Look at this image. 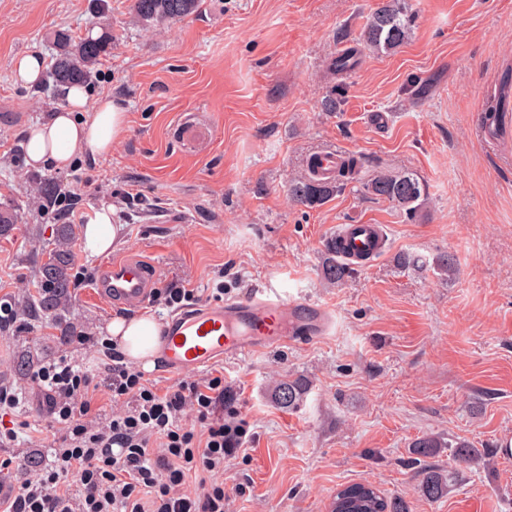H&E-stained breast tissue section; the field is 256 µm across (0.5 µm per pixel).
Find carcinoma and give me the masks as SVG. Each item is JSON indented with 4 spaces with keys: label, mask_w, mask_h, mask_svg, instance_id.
I'll list each match as a JSON object with an SVG mask.
<instances>
[{
    "label": "carcinoma",
    "mask_w": 512,
    "mask_h": 512,
    "mask_svg": "<svg viewBox=\"0 0 512 512\" xmlns=\"http://www.w3.org/2000/svg\"><path fill=\"white\" fill-rule=\"evenodd\" d=\"M199 0H132V9L137 18L145 23H163L181 19L193 13ZM411 19L405 0H384L368 18L359 34L360 45L369 50L395 51L401 47L410 34ZM109 45V36L102 34L96 38L88 36L76 48H64L56 57L52 76L56 82L69 84L82 82L91 77L89 64L103 55ZM512 112V83L504 79L500 93L485 117L488 129H499L502 115ZM362 168V160L352 156L338 172L336 178L325 181L309 174L289 187V194L299 205L313 208L325 203L343 186L354 180ZM365 194L391 202L396 208L413 218L426 204L424 184L410 173H379L361 183ZM73 229L69 224L57 228L58 244L46 252L41 264V277L35 296V305L46 314L55 316L59 326V338L66 339L79 335L77 328L63 322L61 311L70 297V266L72 253L62 248V244L72 239ZM434 269L442 276L451 278L456 273V261L449 254H440L433 259ZM354 274V269L338 259L336 248L328 247L321 265V275L330 284L346 283ZM308 393V383L299 378H285L272 388L273 401L282 408L299 407ZM442 438L426 435L412 443L414 454L420 458L430 457L435 449L445 448ZM418 492L425 498L435 501L448 493V477L437 470H423L422 479L417 485ZM331 512H409L407 501L398 497H388L371 484L357 483L336 493L330 504Z\"/></svg>",
    "instance_id": "carcinoma-1"
}]
</instances>
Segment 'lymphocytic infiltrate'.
Returning a JSON list of instances; mask_svg holds the SVG:
<instances>
[{"mask_svg":"<svg viewBox=\"0 0 512 512\" xmlns=\"http://www.w3.org/2000/svg\"><path fill=\"white\" fill-rule=\"evenodd\" d=\"M112 417L89 423L98 388L82 368L59 361L34 381L64 435L53 466L0 497V512H225L226 461L250 439L224 379L181 380L165 390L128 366L110 342Z\"/></svg>","mask_w":512,"mask_h":512,"instance_id":"obj_1","label":"lymphocytic infiltrate"}]
</instances>
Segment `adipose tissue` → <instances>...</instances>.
Returning <instances> with one entry per match:
<instances>
[{
	"instance_id": "obj_1",
	"label": "adipose tissue",
	"mask_w": 512,
	"mask_h": 512,
	"mask_svg": "<svg viewBox=\"0 0 512 512\" xmlns=\"http://www.w3.org/2000/svg\"><path fill=\"white\" fill-rule=\"evenodd\" d=\"M63 95L65 106L51 110L28 129L23 148L32 167L65 169L78 155L94 161L105 158L127 128V112L120 99L104 96L88 104L87 91L81 85L64 86ZM113 214V208H101L85 224V252L100 256L111 251L120 232ZM107 332L131 361L148 370L153 368L161 326L152 316L115 317Z\"/></svg>"
}]
</instances>
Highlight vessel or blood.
I'll use <instances>...</instances> for the list:
<instances>
[{"instance_id":"vessel-or-blood-1","label":"vessel or blood","mask_w":512,"mask_h":512,"mask_svg":"<svg viewBox=\"0 0 512 512\" xmlns=\"http://www.w3.org/2000/svg\"><path fill=\"white\" fill-rule=\"evenodd\" d=\"M340 256L354 263L381 250L378 224H344L336 231ZM157 283L153 263L117 259L94 283L108 304L134 308L149 298ZM331 317L308 300H291L277 292L254 291L221 304H199L171 315L162 325L158 357L173 374L200 371L215 360L239 359L302 338L321 337Z\"/></svg>"}]
</instances>
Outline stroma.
Returning a JSON list of instances; mask_svg holds the SVG:
<instances>
[{
	"mask_svg": "<svg viewBox=\"0 0 512 512\" xmlns=\"http://www.w3.org/2000/svg\"><path fill=\"white\" fill-rule=\"evenodd\" d=\"M382 0H200L192 15L140 22L131 0H0V209L17 222L0 238V301L16 317L0 328V382L15 387L14 442L0 446L5 487L28 478L26 463L54 459L60 438L46 393L32 378L60 359L85 367L101 387L92 424L112 416L97 346L120 315L92 284L111 257L155 263L158 288L197 289L205 303L274 288L330 309L335 327L315 340L217 360L197 379L223 376L252 440L224 468L227 512H329L337 490L370 483L404 497L409 512H512V112L497 134L485 110L512 66V0H407L408 40L391 53L363 51L345 74L333 59L356 47ZM108 34L92 63L91 98H120L128 126L110 158L70 167L27 166V129L63 106L52 78L14 82L18 55L53 66L58 36L71 44ZM338 89L339 106L322 101ZM384 114L386 124L374 121ZM343 148L364 160V178L411 172L426 209L404 217L351 184L323 205L295 204L290 184L310 156ZM90 179L79 208L113 207L122 230L111 255L92 257L73 238L74 281L64 320L80 339L61 343L50 316L32 309L56 225L41 188ZM138 194L125 197L128 186ZM343 224H380L386 250L343 285L323 280L326 246ZM408 253L417 266L397 267ZM442 252L457 272L433 267ZM304 378L303 404L269 396ZM423 435L446 441L425 464L448 476L437 501L417 491L410 448ZM459 441L482 457L454 461Z\"/></svg>",
	"mask_w": 512,
	"mask_h": 512,
	"instance_id": "1",
	"label": "stroma"
}]
</instances>
